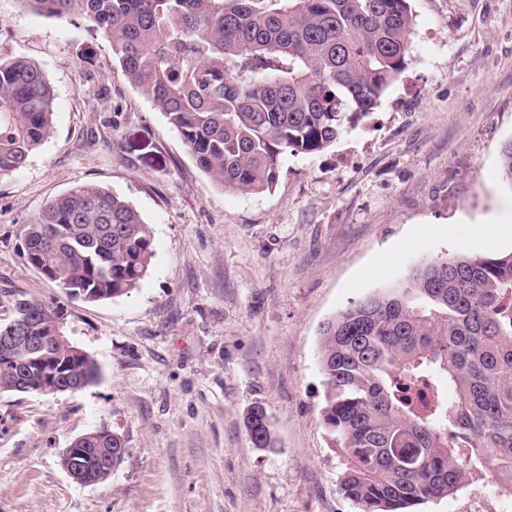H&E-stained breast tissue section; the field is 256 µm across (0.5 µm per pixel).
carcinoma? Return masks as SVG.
I'll return each mask as SVG.
<instances>
[{
  "label": "carcinoma",
  "mask_w": 512,
  "mask_h": 512,
  "mask_svg": "<svg viewBox=\"0 0 512 512\" xmlns=\"http://www.w3.org/2000/svg\"><path fill=\"white\" fill-rule=\"evenodd\" d=\"M36 13L80 12L128 81L179 132L224 189H272L283 158L318 153L369 115L407 68L408 0H25ZM53 131V92L22 57L0 59V174L26 166ZM512 187V139L500 150ZM29 265L71 298L129 293L153 258V235L119 195L78 185L26 225ZM63 309L26 294L18 320L46 336L33 352L0 344V393L82 389L98 365L49 340ZM329 447L339 490L358 512H414L471 478L512 494V252L431 258L408 278L353 301L319 331ZM244 425L273 444L265 408ZM91 448H123L107 430Z\"/></svg>",
  "instance_id": "obj_1"
}]
</instances>
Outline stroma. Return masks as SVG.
<instances>
[{"label": "stroma", "instance_id": "35a3bbf8", "mask_svg": "<svg viewBox=\"0 0 512 512\" xmlns=\"http://www.w3.org/2000/svg\"><path fill=\"white\" fill-rule=\"evenodd\" d=\"M405 72L327 150L286 155L272 191L242 194L202 172L122 74L93 22L0 0V57L51 84L54 132L0 174V319L23 292L61 305L100 367L53 395L0 393V512H357L320 408L319 328L352 301L444 254L512 252V0H410ZM94 184L150 224L154 256L130 293L70 299L30 266L26 224ZM262 404L273 445L244 417ZM99 428L127 452L105 482H75L61 454ZM474 479L419 512H507Z\"/></svg>", "mask_w": 512, "mask_h": 512}]
</instances>
